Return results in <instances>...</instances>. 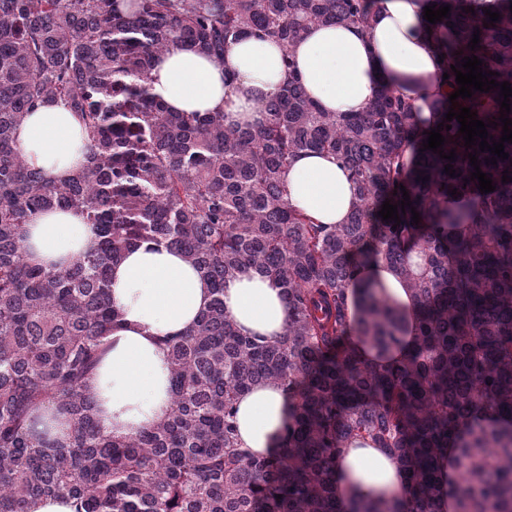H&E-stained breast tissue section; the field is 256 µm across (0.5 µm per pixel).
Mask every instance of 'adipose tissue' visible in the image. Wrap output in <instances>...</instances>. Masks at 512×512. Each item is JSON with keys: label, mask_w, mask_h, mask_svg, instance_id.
I'll return each instance as SVG.
<instances>
[{"label": "adipose tissue", "mask_w": 512, "mask_h": 512, "mask_svg": "<svg viewBox=\"0 0 512 512\" xmlns=\"http://www.w3.org/2000/svg\"><path fill=\"white\" fill-rule=\"evenodd\" d=\"M427 0H379L367 31L343 26H313L292 50L295 66L286 70L282 51L270 40L246 37L230 43L223 57L187 49L163 55L151 72L152 93L178 112H221L226 119L257 125L264 104L296 74L309 96L327 112H361L379 85L408 100L419 128L438 120L435 105L449 89L439 76L438 29L424 21ZM236 80L225 85V71ZM29 164L45 178H69L83 160L86 134L63 103H45L30 112L15 133ZM289 204L321 224H344L354 190L335 158L309 153L297 158L286 175ZM25 237L33 261L71 264L93 245V225L72 210L33 216ZM352 322H359L370 297L385 301L403 325L400 341L387 353L360 346L364 360L387 364L405 359L415 343L418 307L407 281L388 263L358 267L349 287ZM212 298L209 282L180 253L145 241L130 248L111 272L110 300L120 313L105 354L86 382L98 403L105 433L132 437L164 419L172 406L169 349L164 339L190 328ZM224 309L240 331L273 341L283 335L288 310L271 278L248 268L224 283ZM292 410L285 386L267 382L237 401L240 447L258 456L278 453ZM336 499L343 512L367 502H403L405 472L397 460L368 441H354L336 459Z\"/></svg>", "instance_id": "ef3b65f1"}]
</instances>
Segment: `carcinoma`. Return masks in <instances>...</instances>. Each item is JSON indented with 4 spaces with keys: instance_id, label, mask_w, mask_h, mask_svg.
I'll list each match as a JSON object with an SVG mask.
<instances>
[{
    "instance_id": "1",
    "label": "carcinoma",
    "mask_w": 512,
    "mask_h": 512,
    "mask_svg": "<svg viewBox=\"0 0 512 512\" xmlns=\"http://www.w3.org/2000/svg\"><path fill=\"white\" fill-rule=\"evenodd\" d=\"M378 0H0V512H31L66 496L77 512H342L333 465L352 439L370 440L404 467L408 503L363 512H439L438 458L458 449V512H512V142L497 164L464 147L449 109L469 107L502 136L500 89L438 104L444 154L420 151L410 105L380 87L363 112H326L296 75L265 105L257 125L222 112H174L153 95L160 56L186 47L222 55L241 37L279 44L284 64L310 25L364 29ZM450 5L441 18V72L475 55L483 74L512 84V0L501 19ZM480 32V47L468 43ZM494 75H489V72ZM62 101L88 132L86 163L61 182L32 167L15 131L37 104ZM452 125L446 129V125ZM496 189L477 193L484 222L448 211L452 190L479 181L468 154ZM336 157L355 185L345 224H318L288 206L285 177L303 153ZM453 164L455 176L445 173ZM429 177L422 182L420 178ZM412 206L400 225L383 202ZM74 209L98 230L95 245L60 269L28 259L24 227L35 214ZM420 214L412 220L411 210ZM471 225L448 238V227ZM142 241L182 253L212 285L207 310L165 339L172 406L140 434L102 432L83 390L119 324L110 271ZM382 259L410 283L416 343L385 366L361 360L349 341L347 291L358 263ZM244 267L283 290L280 339L240 332L224 311V282ZM358 335L385 350L401 322L373 300ZM279 381L292 411L283 451L253 456L237 447L235 406L253 386ZM486 425L458 444L477 408ZM66 417L51 440L35 411Z\"/></svg>"
}]
</instances>
